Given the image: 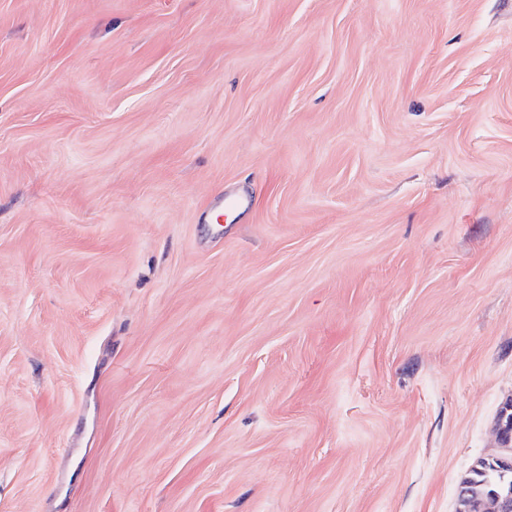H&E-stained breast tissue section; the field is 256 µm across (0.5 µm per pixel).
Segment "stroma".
<instances>
[{"mask_svg": "<svg viewBox=\"0 0 512 512\" xmlns=\"http://www.w3.org/2000/svg\"><path fill=\"white\" fill-rule=\"evenodd\" d=\"M511 400L512 0H0V512H456Z\"/></svg>", "mask_w": 512, "mask_h": 512, "instance_id": "stroma-1", "label": "stroma"}]
</instances>
